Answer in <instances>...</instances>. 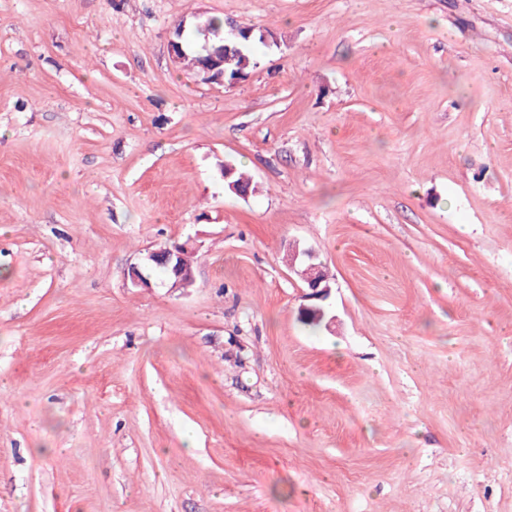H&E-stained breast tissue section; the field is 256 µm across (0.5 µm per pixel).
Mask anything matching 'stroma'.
Here are the masks:
<instances>
[{
  "instance_id": "1",
  "label": "stroma",
  "mask_w": 512,
  "mask_h": 512,
  "mask_svg": "<svg viewBox=\"0 0 512 512\" xmlns=\"http://www.w3.org/2000/svg\"><path fill=\"white\" fill-rule=\"evenodd\" d=\"M0 512H512V0H0ZM186 21L181 20L174 29L176 39L171 40L170 49L172 58L175 63H181L183 57L186 55L185 47L182 42L183 34L186 29ZM200 26L188 27L185 33V40L189 49L187 55L184 57L182 64L189 69H199L195 71L196 75L206 83H218L224 85L231 79L240 78L245 79L251 68L257 64L254 53L253 45L258 40L259 33L253 26H241L240 32L243 39L238 44V51L233 52L232 55H225V52L230 49L228 42L232 41L238 36V30L231 27L226 33V22L224 17L209 16L203 17L199 21ZM252 32L249 39H244L245 34ZM224 37L221 45L214 47L208 54L201 59L197 64L199 56L205 54V47L219 42ZM227 42V43H226ZM224 69L226 71L224 81ZM187 251V244L160 247L147 255L146 263H158L168 268L170 287L183 288L186 283V276H190V272L182 265V258ZM150 265L153 269H160L165 273L163 268L155 264ZM299 256L300 254L295 252L291 256V259H289V265L305 284V289L308 290L303 294L304 300L310 301V303L313 301L323 302L327 300L330 295L331 288L325 280L319 277L318 272L320 269L318 265L312 262L314 258L312 252L308 250L302 252L300 264L304 266L303 269L296 268ZM310 303L300 306L299 316H302L307 311L313 309Z\"/></svg>"
}]
</instances>
